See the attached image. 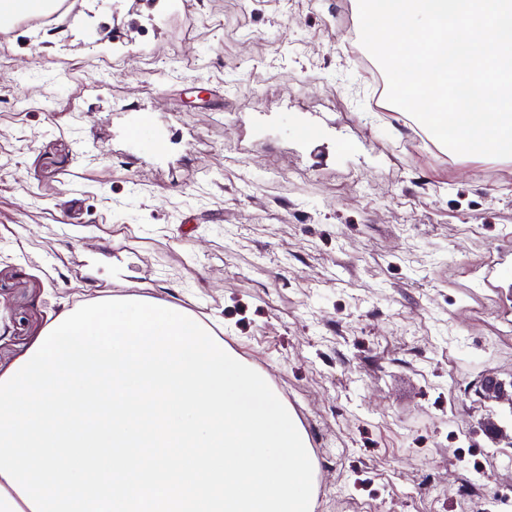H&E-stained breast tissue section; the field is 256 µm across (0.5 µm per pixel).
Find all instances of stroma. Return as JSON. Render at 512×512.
I'll list each match as a JSON object with an SVG mask.
<instances>
[{
	"label": "stroma",
	"instance_id": "1",
	"mask_svg": "<svg viewBox=\"0 0 512 512\" xmlns=\"http://www.w3.org/2000/svg\"><path fill=\"white\" fill-rule=\"evenodd\" d=\"M69 12L0 33V371L66 309L146 296L296 404L315 512L512 495V162L377 96L357 0Z\"/></svg>",
	"mask_w": 512,
	"mask_h": 512
}]
</instances>
